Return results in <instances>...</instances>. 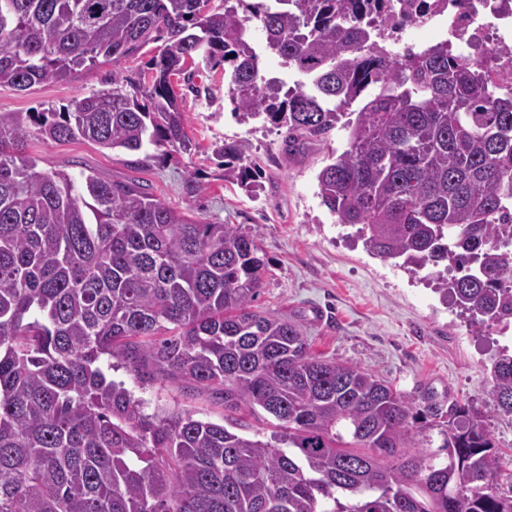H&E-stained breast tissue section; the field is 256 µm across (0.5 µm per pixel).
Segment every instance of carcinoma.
<instances>
[{"instance_id":"obj_1","label":"carcinoma","mask_w":512,"mask_h":512,"mask_svg":"<svg viewBox=\"0 0 512 512\" xmlns=\"http://www.w3.org/2000/svg\"><path fill=\"white\" fill-rule=\"evenodd\" d=\"M0 0V85L23 91L116 65L162 40L149 83L65 112L0 113V512H512V455L471 409L311 351L253 309L267 265L238 224H200L135 179L42 170L46 142L189 152L172 76L224 62L232 114L292 148L347 114L318 174L322 204L366 248L428 272L482 328L512 323V94L448 45L385 38L448 0ZM302 79L266 78L252 42ZM446 263L440 271L438 266ZM177 386L224 423L148 414L122 381ZM512 414V353L492 362ZM276 431L240 433L237 412Z\"/></svg>"}]
</instances>
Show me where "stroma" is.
<instances>
[{"label": "stroma", "mask_w": 512, "mask_h": 512, "mask_svg": "<svg viewBox=\"0 0 512 512\" xmlns=\"http://www.w3.org/2000/svg\"><path fill=\"white\" fill-rule=\"evenodd\" d=\"M159 50L151 44L75 81L25 91L1 85L0 113L63 111L74 99L111 89L113 70L134 78L146 73ZM172 83L194 143L190 152L155 149L146 156L82 139L51 144L35 135L25 152L46 170L136 178L156 199L199 223L241 225L268 261L255 310L299 322L315 353L356 365L407 393L429 389L469 404L498 447L512 448V415L497 409L490 396L491 360L500 347H512V325L476 329L443 303L435 281L373 255L354 228L337 223L321 203L317 175L344 145L345 130L334 128L291 153L276 128L233 117L223 67L198 58ZM227 144L261 170L254 187L237 181L217 157ZM112 376L148 411L188 409L201 419L224 420L223 405L207 397L158 381L141 384L121 369Z\"/></svg>", "instance_id": "obj_1"}]
</instances>
